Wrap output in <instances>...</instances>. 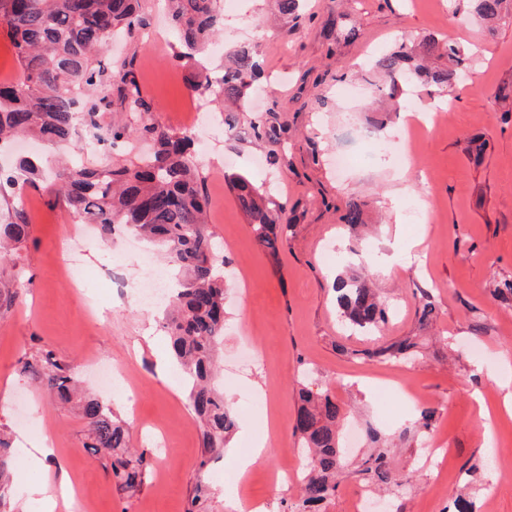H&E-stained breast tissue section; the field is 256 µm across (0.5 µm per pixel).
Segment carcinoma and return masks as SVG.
Masks as SVG:
<instances>
[{
	"label": "carcinoma",
	"mask_w": 512,
	"mask_h": 512,
	"mask_svg": "<svg viewBox=\"0 0 512 512\" xmlns=\"http://www.w3.org/2000/svg\"><path fill=\"white\" fill-rule=\"evenodd\" d=\"M469 12L494 25L512 12V0H467ZM168 15L178 31L181 50L173 64L184 66L195 59L223 23L216 0H166ZM0 21L5 23L14 48L20 75L0 82V145L18 136H31L51 144L80 149L79 128L102 142L125 138L127 126L100 123V107L113 105L117 92L120 105L149 113L153 104L144 97L133 62L110 68L99 55L116 30L133 38L144 29L140 0H0ZM447 58L448 65L432 67L430 61ZM466 52L451 41L408 36L394 50L381 56L374 69L388 87V97L398 95V83L414 79L423 84L457 85ZM260 75L252 46L242 44L230 52L224 73L217 76L195 67L189 80L193 93H207L235 105L243 90ZM105 85L107 92L96 102L80 101L79 92ZM140 136L154 141L152 154L129 165L101 167L61 165L47 191L88 224L110 231L117 224L165 247L171 262L185 271L178 282L173 311L164 316L173 358L188 385L191 412L199 421L205 453L200 461L220 457L235 433L238 416L224 392L215 386L216 357L224 335V258L214 247V232L207 224L210 201L204 191L194 156L192 139L150 122ZM37 167L29 159L19 163V172L0 171V200L7 202L9 221L0 224V259L25 242L30 224L20 190L35 185ZM240 209L249 220L256 242L276 256L290 224L283 212L269 201L246 176L229 178ZM334 289L340 315L358 331H369L385 323L388 311L365 280L336 276ZM417 348L415 337L383 346L374 356L390 364H402ZM23 372L43 380L64 403L77 401L87 423L83 448L106 461V472L118 489L135 493L152 468L145 450H131L127 430L112 411L92 397L76 398V385L68 364L46 349L23 353ZM297 408L292 435L306 449L308 469L301 484V512H321L334 494L336 479L347 467L340 446L339 427L346 412L327 388L301 384L295 390ZM434 411L425 408L412 427L403 428L402 442L430 430ZM372 453L355 474L386 490H400L403 481L395 471L389 451L390 439L372 429ZM10 441L0 430V509L7 508Z\"/></svg>",
	"instance_id": "obj_1"
}]
</instances>
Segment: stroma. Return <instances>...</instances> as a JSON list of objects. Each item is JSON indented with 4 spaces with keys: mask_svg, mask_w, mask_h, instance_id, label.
<instances>
[{
    "mask_svg": "<svg viewBox=\"0 0 512 512\" xmlns=\"http://www.w3.org/2000/svg\"><path fill=\"white\" fill-rule=\"evenodd\" d=\"M217 5L224 29L204 63L221 73L225 51L247 42L265 73L246 90L234 127L225 125L217 100L207 103L211 123L194 127L189 70L170 62L179 39L159 0H141L147 22L141 35L118 34L102 57L106 65L133 61L154 109L144 115L116 105L103 119L131 130L149 120L194 138L211 200L208 224L224 258L220 356L239 426L223 456L200 471L203 437L169 357L163 307H144L110 288L87 295L70 283L64 263L74 235L84 243L82 269L114 262L123 279L143 280L150 266L166 270L163 254L120 229L104 237L63 202L25 188L31 232L16 263L0 264L7 283L15 266L25 269L19 303L0 312V391L10 393L0 429L13 435V512L42 510L25 499L35 477L26 461L46 436L53 441L50 474L66 471L93 512H186L199 483L207 488L205 512H238L222 475L236 470L238 457L261 438L266 452L245 493L266 512H282L298 503L299 484L277 486L275 473H299L307 464L292 435L299 381L330 387L338 401L358 405L340 433L354 465L368 448L369 429L389 435L411 425L420 409H434L429 437L394 444L409 488L388 501L389 512H450L467 470L486 457L492 463L470 498L477 512H512V417L502 409L500 388L512 382V301L493 293L512 279V111L494 99L512 85V20L482 32L464 0H306L299 17L279 21L271 17L272 0ZM408 35L454 39L472 63L459 93L413 86L409 103L438 119L404 144L402 113L386 111L360 72ZM256 116L268 131L260 140L249 128ZM474 139L484 142L482 154L471 152ZM82 140L89 164H127L151 149L150 141L135 137L113 146L88 134ZM340 151L352 159L344 169L336 166ZM231 174L247 176L273 207L283 208L290 228L278 260L255 241L227 180ZM351 201L364 212L354 230L343 221ZM418 247L425 252L420 265L410 259ZM357 250L368 253L364 275L391 311L387 324L367 334L347 327L332 290L337 274L356 272ZM428 303L435 311L424 323ZM406 336L420 343L411 362L373 358V351ZM341 344L360 358L341 355ZM39 348L53 351L88 394L110 404L126 423L131 447L150 452L153 467L139 492L116 490L101 460L82 447L86 423L79 410L59 404L22 373L23 351ZM98 361L129 369L139 387L136 412H129L121 388L106 387L94 370ZM257 396L263 406H252ZM489 418L497 423L490 446ZM432 437L439 450L417 469Z\"/></svg>",
    "mask_w": 512,
    "mask_h": 512,
    "instance_id": "stroma-1",
    "label": "stroma"
}]
</instances>
